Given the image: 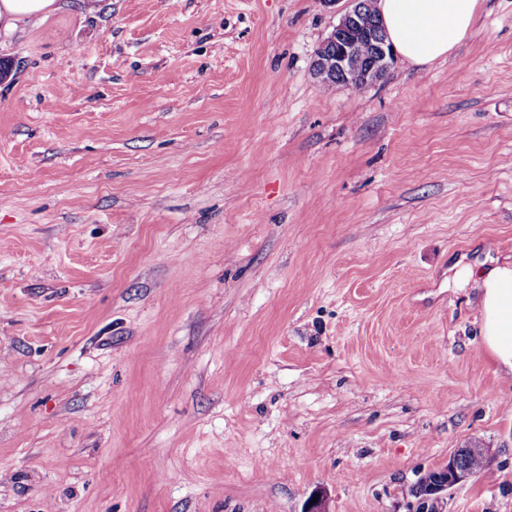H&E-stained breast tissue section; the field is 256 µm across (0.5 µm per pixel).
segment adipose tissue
<instances>
[{"mask_svg":"<svg viewBox=\"0 0 512 512\" xmlns=\"http://www.w3.org/2000/svg\"><path fill=\"white\" fill-rule=\"evenodd\" d=\"M59 8L57 0H0V32L36 24ZM478 0H377L380 22L395 54L426 65L446 58L467 35ZM481 335L499 373L512 377V262L480 274Z\"/></svg>","mask_w":512,"mask_h":512,"instance_id":"adipose-tissue-1","label":"adipose tissue"}]
</instances>
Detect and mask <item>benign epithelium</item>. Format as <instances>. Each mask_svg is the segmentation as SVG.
<instances>
[{
	"label": "benign epithelium",
	"mask_w": 512,
	"mask_h": 512,
	"mask_svg": "<svg viewBox=\"0 0 512 512\" xmlns=\"http://www.w3.org/2000/svg\"><path fill=\"white\" fill-rule=\"evenodd\" d=\"M362 0H351L352 6L341 16L329 35L324 38L313 56V70L325 85L345 86L353 90L366 88L382 78L393 60L383 31L367 22ZM460 453L448 457L444 468L448 477L434 486L436 508L418 500L413 512H446L448 490L470 479L469 471L459 463Z\"/></svg>",
	"instance_id": "obj_1"
}]
</instances>
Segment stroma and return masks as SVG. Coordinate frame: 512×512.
Here are the masks:
<instances>
[{
	"mask_svg": "<svg viewBox=\"0 0 512 512\" xmlns=\"http://www.w3.org/2000/svg\"><path fill=\"white\" fill-rule=\"evenodd\" d=\"M347 0H61L0 32V512H512V0L355 91ZM487 261L478 280L481 335L497 372L512 377V262L488 256L482 264ZM461 453L454 452L448 457V466L443 468L447 472L448 477L440 480L445 474L442 469H435L426 472L417 481L414 489L413 496L415 499L429 497L432 493L434 498L437 499L436 508L430 509L428 503L424 500H416L413 505V512H445L448 490L456 485L466 482L470 479L471 474L469 471L462 467L459 463ZM440 482L437 484V482ZM437 484L436 486H434ZM434 486V488H433ZM433 489V490H432Z\"/></svg>",
	"mask_w": 512,
	"mask_h": 512,
	"instance_id": "obj_1",
	"label": "stroma"
}]
</instances>
